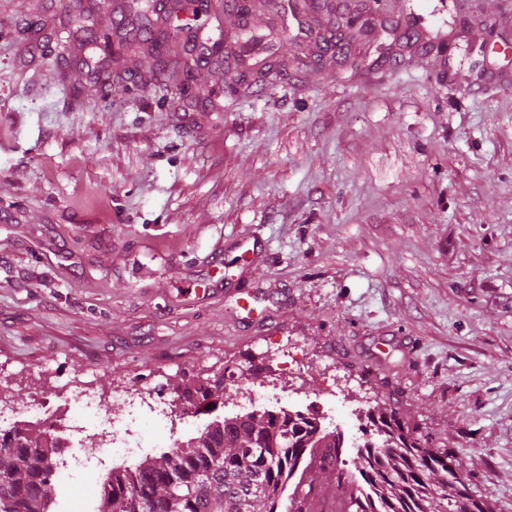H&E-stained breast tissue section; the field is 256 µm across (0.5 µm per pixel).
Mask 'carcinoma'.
Returning a JSON list of instances; mask_svg holds the SVG:
<instances>
[{
	"label": "carcinoma",
	"mask_w": 512,
	"mask_h": 512,
	"mask_svg": "<svg viewBox=\"0 0 512 512\" xmlns=\"http://www.w3.org/2000/svg\"><path fill=\"white\" fill-rule=\"evenodd\" d=\"M139 33L160 57L167 38L152 33V0L135 4ZM238 41L249 50L262 35L244 23ZM88 54L112 53V42L86 39ZM179 398L197 404L224 399V376ZM379 442L360 450L358 474L339 467L341 439L310 418L280 410L247 419L216 418L189 438L135 468L115 469L94 489L96 512H277L280 497L302 462L317 459L319 471L348 489L344 512H492L470 485L457 482L458 452L410 437L393 408L370 415ZM59 443L45 432H0V512H53L49 486Z\"/></svg>",
	"instance_id": "carcinoma-1"
}]
</instances>
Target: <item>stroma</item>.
<instances>
[{
    "label": "stroma",
    "instance_id": "stroma-1",
    "mask_svg": "<svg viewBox=\"0 0 512 512\" xmlns=\"http://www.w3.org/2000/svg\"><path fill=\"white\" fill-rule=\"evenodd\" d=\"M184 16L172 58L195 96L149 82L154 57L105 0H0V360L19 408L88 373L201 384L258 361L329 407L341 458L368 415L457 449L494 512H512V0H285L250 17L290 73L229 96L200 42L239 28L224 0ZM118 31L111 87L73 23ZM368 35L319 58L341 18ZM251 295L252 324L236 305ZM120 452L79 471L91 497Z\"/></svg>",
    "mask_w": 512,
    "mask_h": 512
}]
</instances>
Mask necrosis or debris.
I'll list each match as a JSON object with an SVG mask.
<instances>
[{"instance_id":"necrosis-or-debris-1","label":"necrosis or debris","mask_w":512,"mask_h":512,"mask_svg":"<svg viewBox=\"0 0 512 512\" xmlns=\"http://www.w3.org/2000/svg\"><path fill=\"white\" fill-rule=\"evenodd\" d=\"M113 400L122 403L124 417H112L101 398L86 387L72 391L67 401L41 400L35 407L22 411L0 391V429L8 430L23 424L40 426L58 434L62 446L56 457L51 486L65 487L67 476L84 466L85 461L74 451L88 432L102 437L105 445L124 449L126 454L140 450L139 423L143 416H151L161 423L171 438L195 428L203 416L202 410L177 411L165 393L134 385L114 389Z\"/></svg>"}]
</instances>
